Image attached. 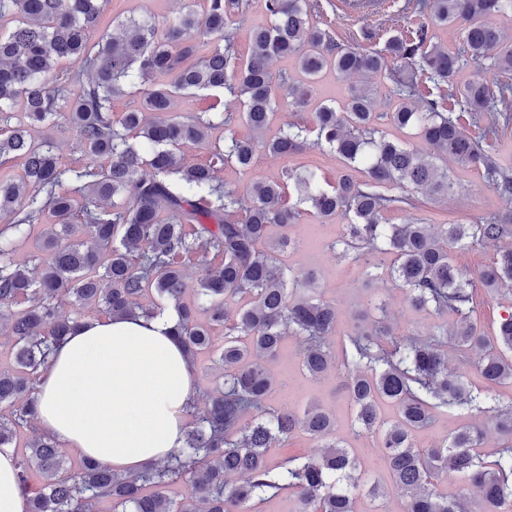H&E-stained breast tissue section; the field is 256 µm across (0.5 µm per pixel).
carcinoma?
<instances>
[{"label":"carcinoma","mask_w":512,"mask_h":512,"mask_svg":"<svg viewBox=\"0 0 512 512\" xmlns=\"http://www.w3.org/2000/svg\"><path fill=\"white\" fill-rule=\"evenodd\" d=\"M204 2L200 14L185 12L161 26L129 17L120 32L105 35L99 24L108 0H0V124L18 118L0 133V163L23 160L21 177L0 176V219H8L0 230V321L13 357L11 368L0 369V449L17 458L28 512H251L267 494L283 492L295 497L298 512H356L353 489L363 470L336 436L333 415L320 406L300 414L266 405L274 388L266 361L288 335L301 340L310 375L334 371L342 379L360 432L378 439L404 512H512V406L491 392L512 381V312L489 336L474 306L479 288L512 290V247L474 270L453 259L459 245L512 239V215L471 224L385 222L388 211L419 210L453 190L430 157L483 169L488 186L512 203V167L492 151L499 130L512 126V83L486 79L512 72V42L492 22L512 18V0H410L414 21L379 50L338 43L316 20L320 0H264L267 22L248 31L244 59L237 31L251 0ZM9 15L14 25L5 31L1 21ZM448 24L461 30L455 52L436 40L437 28ZM288 58L299 76L279 80L273 66ZM64 60L79 61L87 74L84 81L75 76V91L56 74ZM468 67L479 74L461 85L457 76ZM328 68L344 78L383 74L399 103L378 113L360 84L349 86L341 110L315 103L312 88ZM284 86L289 106L314 107V122L272 134L275 92ZM184 92L229 95L252 135H238L239 116L227 104L222 112L210 106L194 117L173 114ZM126 93L140 102L115 120L112 100ZM488 113L494 122L483 126ZM387 116L399 129H418L429 156L390 138L380 128ZM59 118L77 132L84 156L77 167L62 165L50 143L30 136L29 129ZM469 126L481 129V138ZM217 128L223 140L209 141ZM311 134L345 163L332 184H322L314 169L256 181L244 193L219 178L226 165L250 166L261 149L295 154ZM202 146L209 148L205 162L187 160L188 150ZM361 166L365 179L353 174ZM289 186L294 204L285 199ZM303 204L323 218L348 220L341 255L362 265L367 282L378 276L379 256L392 255L389 275L409 305L454 315L452 327L401 334L382 313L372 327L345 336L336 360L328 344L336 304L318 295L316 272L288 274L274 257L294 245L288 229L300 223ZM44 221L51 227L35 273L15 261L10 238H27ZM273 226L281 234L267 251L262 243ZM193 258L220 259L197 288L208 326L184 303V261ZM150 294L157 301L143 304ZM238 295L251 301L230 324L225 300ZM63 302L72 315L60 314ZM14 304L20 312H12ZM93 305L113 318H153L171 307L188 359L212 353L222 369L221 387L195 415L183 447L135 475L85 456L68 468L56 441L34 431L38 377L52 348ZM214 325L224 327V340L212 336ZM454 355L473 360L484 390L449 367ZM383 402L396 407L394 420L382 419ZM440 406L474 409L486 420L422 452L413 432ZM248 415L256 420L240 427ZM490 425L501 443L487 461L480 448ZM28 429L27 442L18 443ZM298 429L321 442V454L271 466L270 448ZM450 472L469 481V495L434 490ZM183 477L192 492L177 502L167 489Z\"/></svg>","instance_id":"obj_1"}]
</instances>
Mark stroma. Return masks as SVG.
Instances as JSON below:
<instances>
[{"label": "stroma", "mask_w": 512, "mask_h": 512, "mask_svg": "<svg viewBox=\"0 0 512 512\" xmlns=\"http://www.w3.org/2000/svg\"><path fill=\"white\" fill-rule=\"evenodd\" d=\"M404 3L405 0H380L376 9L358 13L348 10L344 0H328L322 19L331 25L337 41L344 44L361 38L366 29L377 31L380 38L385 39L402 29L405 22L402 14ZM203 8V0H109L100 30L112 32L118 21L132 14L151 17L160 24L180 12L192 10L199 13ZM30 136L37 142H51L62 164H78L81 154L77 148L76 132L66 122L33 127ZM438 165L447 170L455 184L454 192L432 202L421 213H386L387 223L405 224L422 218L429 224H467L474 218L505 211V203L486 186L481 169L461 165L450 158L439 160ZM342 168L343 161L335 152L311 145L300 153L288 156L257 152L250 169L242 171L227 166L221 171L220 177L227 185L243 192L254 181L276 179L287 170L300 172L315 169L331 183ZM344 224L345 219L341 216L322 220L310 213L303 215L300 224L294 225L291 230L300 242L298 249L280 257L281 266L292 272L315 270L320 278L323 298L336 303L340 318L336 332L330 339L333 348H340L343 336L356 325V316L360 311L379 305L384 306L395 318L397 330L401 333L415 331L431 334L452 326L453 316H439L429 310L409 307L402 291L394 285L389 275H381L369 283L360 264L340 260L334 244L342 235ZM268 367L278 381L268 400L269 406L300 411L315 403L332 412L336 417L337 433L345 446L353 449L370 480L381 485L382 494L377 498L369 497L362 491L357 492V512H402L404 500L383 465L377 440L357 433L347 394L337 385L335 374L319 379L310 377L302 367L301 346L291 336L287 337L280 355L270 361ZM477 417L476 411L466 408H436L431 424L415 433L414 443L420 448L430 447L444 441L450 432L473 422Z\"/></svg>", "instance_id": "35a3bbf8"}]
</instances>
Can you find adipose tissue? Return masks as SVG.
<instances>
[{
	"mask_svg": "<svg viewBox=\"0 0 512 512\" xmlns=\"http://www.w3.org/2000/svg\"><path fill=\"white\" fill-rule=\"evenodd\" d=\"M177 318L85 321L55 348L36 389V424L61 447L136 472L184 443L193 368ZM11 449L0 450V512H26Z\"/></svg>",
	"mask_w": 512,
	"mask_h": 512,
	"instance_id": "obj_1",
	"label": "adipose tissue"
}]
</instances>
